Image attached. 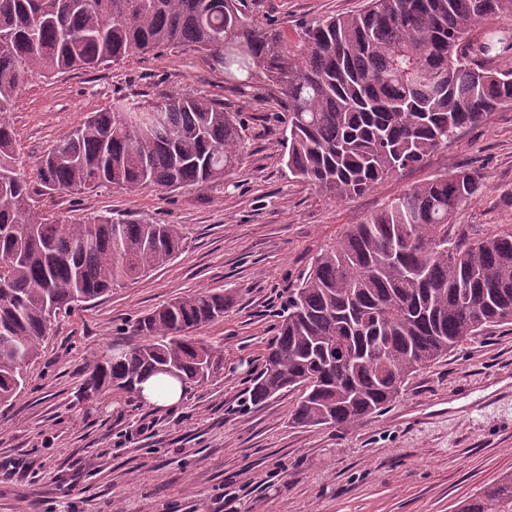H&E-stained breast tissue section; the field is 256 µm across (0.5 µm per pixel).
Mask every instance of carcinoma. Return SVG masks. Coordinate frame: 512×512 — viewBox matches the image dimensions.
<instances>
[{
  "instance_id": "1",
  "label": "carcinoma",
  "mask_w": 512,
  "mask_h": 512,
  "mask_svg": "<svg viewBox=\"0 0 512 512\" xmlns=\"http://www.w3.org/2000/svg\"><path fill=\"white\" fill-rule=\"evenodd\" d=\"M512 16V0H368L357 15L304 30L305 56L246 0H0V406L12 404L53 318L177 257V225L94 216L48 224L32 211L4 114L35 70L98 68L190 45L215 57L224 81L263 69L282 111V160L296 179L337 199L418 168L439 147L512 105V32L475 25ZM245 120L204 96L151 106L116 102L86 117L40 162L49 190L113 185L166 190L224 182L240 163ZM483 173L434 176L327 246L282 309L250 399L301 389L289 420L351 428L382 413L419 369L488 329L512 324V231L473 241L454 214ZM233 297H176L125 329L134 342L86 367L83 399L140 392L165 374L187 388L219 356L194 333L224 318ZM458 512H512V474Z\"/></svg>"
}]
</instances>
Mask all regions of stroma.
Instances as JSON below:
<instances>
[{
    "label": "stroma",
    "instance_id": "stroma-1",
    "mask_svg": "<svg viewBox=\"0 0 512 512\" xmlns=\"http://www.w3.org/2000/svg\"><path fill=\"white\" fill-rule=\"evenodd\" d=\"M366 0H251L295 55L306 25L364 9ZM149 104L206 96L248 125L243 160L223 184L174 191L46 189L39 162L114 97ZM263 74L225 83L214 57L184 45L117 64L36 74L6 119L31 204L50 224L143 216L182 228L164 267L75 307L55 322L25 388L0 407V512H456L512 473V325L495 327L420 369L383 413L351 429L291 425L300 393L248 399L277 315L323 249L392 198L434 175L481 171L482 193L456 214L473 238L512 230V106L491 112L419 168L340 200L294 179L280 161L277 112ZM227 291L234 303L199 336L222 363L178 405L115 393L81 396L88 364L118 332L171 299Z\"/></svg>",
    "mask_w": 512,
    "mask_h": 512
}]
</instances>
